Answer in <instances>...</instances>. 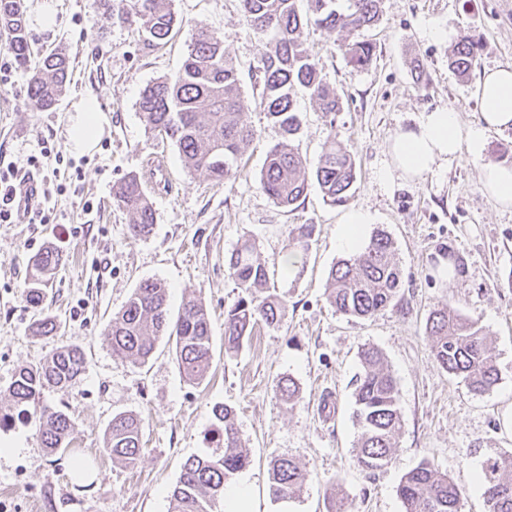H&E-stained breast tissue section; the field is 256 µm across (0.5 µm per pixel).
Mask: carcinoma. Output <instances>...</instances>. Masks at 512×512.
<instances>
[{
  "mask_svg": "<svg viewBox=\"0 0 512 512\" xmlns=\"http://www.w3.org/2000/svg\"><path fill=\"white\" fill-rule=\"evenodd\" d=\"M299 0H241L243 11L255 30L266 37L259 59L263 86L259 106L280 129L283 141L272 148L262 167L259 186L280 207L296 208L317 184L323 198L344 206L357 179L356 163L336 138L323 144L317 166L294 144L300 130L295 109L296 90L302 88L322 112L334 114L340 102L320 77L318 64L304 47V25H316L337 33L367 28L377 21L380 0H307L301 13ZM114 16L134 25L145 40L156 45L171 34L176 19L170 0H119ZM0 28L9 35L8 50L18 66L31 71L27 97L32 109L53 108L70 81L72 64L62 52L34 56L21 0H0ZM340 50L350 66L363 68L372 61L375 45L369 40L343 42ZM475 61V42L467 33L459 35L448 67L465 76ZM148 133L175 144L186 169L204 172L216 181L231 178L246 147L255 137L242 114L247 108L237 69L224 51V42L200 28L191 36L190 49L179 71L148 86L139 99ZM118 204L131 217L135 238H146L155 224V210L136 174L125 177L114 191ZM315 225L298 224L288 235V252L302 258L309 251ZM61 255L49 248L36 257L23 290L25 301L41 305L46 288L56 277ZM228 270L241 296L224 309V353L234 355L254 328L277 327L285 316L287 301L271 285L274 277L261 260L259 245L244 239L228 259ZM401 291V269L395 259L391 237L375 232L365 248L335 264L328 276L326 299L347 317L370 318L394 304ZM431 353L448 374L464 379L470 390L485 393L499 380L488 336L478 322L445 304L433 309L426 322ZM112 355L141 364L151 357L159 337L175 339L177 361L192 382L203 381L213 363L211 327L206 307L197 299L183 304L176 320L166 305V288L144 280L133 290L122 308L113 314L106 329ZM361 369L353 380V419L359 430L355 461L370 473L388 467L402 429L397 382L381 350L361 348ZM85 350L77 345L59 347L42 365L22 367L8 388L14 405L26 406L47 387H69L86 371ZM283 403L299 398V387L290 378L278 383ZM213 428L208 440L223 449L218 455L192 456L182 465L170 491L172 512H215L232 478L246 469L249 455L242 446L234 410L224 404L212 408ZM74 429L69 414L44 411L38 432L44 448L53 454L68 447ZM104 450L112 460L126 466L138 463L142 448L141 419L133 414L112 416L104 438ZM269 490L277 498H289L300 490L306 473L294 458H275L270 467ZM482 495L488 512H512V454L487 460L481 477ZM398 495L404 512H462L463 491L429 461H422L402 477Z\"/></svg>",
  "mask_w": 512,
  "mask_h": 512,
  "instance_id": "1",
  "label": "carcinoma"
}]
</instances>
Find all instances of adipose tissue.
<instances>
[{
  "label": "adipose tissue",
  "mask_w": 512,
  "mask_h": 512,
  "mask_svg": "<svg viewBox=\"0 0 512 512\" xmlns=\"http://www.w3.org/2000/svg\"><path fill=\"white\" fill-rule=\"evenodd\" d=\"M481 102V127L462 130L456 112L442 108L419 115L415 123L393 136L389 151L394 168L403 176L417 179L435 167L459 158L462 152L481 156L489 130L512 128V67L485 72L477 86ZM109 132V120L96 99L87 97L74 106L70 146L80 154L94 151Z\"/></svg>",
  "instance_id": "1"
}]
</instances>
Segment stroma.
I'll return each mask as SVG.
<instances>
[{
	"mask_svg": "<svg viewBox=\"0 0 512 512\" xmlns=\"http://www.w3.org/2000/svg\"><path fill=\"white\" fill-rule=\"evenodd\" d=\"M54 28L28 26L34 51L58 50L73 64L71 82L51 110L29 108L30 74L14 66L0 37V171L27 169L38 157L51 200L42 224L0 223V394L16 371L43 363L60 346H81L88 357L80 381L44 390L27 413L0 427V512H170V491L185 460L209 452L212 408L232 407L250 464L236 482L251 489V512H327L333 486H342L352 512H404L397 494L402 476L429 460L465 493V512H486L478 476L487 458L512 454V210L483 192L484 164H512L498 145L512 129L488 131L481 157L462 153L416 181L390 174L387 142L422 112L447 108L463 128L480 125L477 84L484 71L512 65V0H382L377 23L347 32V41L370 40L376 54L360 69L347 65L336 32L307 24L304 46L332 88L340 110L324 115L297 92V143L316 166L329 136L353 155L357 181L350 207L368 212L387 232L402 270L401 301L368 319L336 313L326 280L344 253L336 243L343 210L311 186L298 208L279 207L261 191L260 170L282 136L258 102L253 75L264 40L245 17L240 0H171L177 23L167 44L151 46L135 27L105 18L95 0H56ZM224 42L249 103L243 120L256 137L237 173L218 183L188 171L176 146L148 134L138 100L146 86L173 75L195 29ZM477 42L475 66L461 78L448 57L461 29ZM97 99L110 132L94 152L74 153L68 141L73 104ZM54 156L40 154L41 143ZM163 162L162 182L147 195L156 213L149 237L136 239L131 217L113 197L127 175H145L146 160ZM312 224L316 234L303 270L284 267L288 231ZM256 239L274 271L286 315L276 328L257 327L235 355L224 352V309L239 290L227 261L241 239ZM65 265L41 307L21 293L31 261L47 248ZM465 264L449 275V255ZM162 282L171 313L201 299L211 322L213 367L203 383L185 378L174 346L159 339L145 365L113 357L105 332L112 315L144 279ZM450 304L489 336L499 370L488 392H471L433 359L426 321ZM42 315L55 317L56 333L32 331ZM378 347L399 389L403 427L395 460L367 473L354 462L358 429L352 420V380L358 352ZM292 377L300 398L281 403L277 384ZM62 409L74 422L68 450L51 455L37 433L43 410ZM143 423V452L135 466L114 464L104 450L113 415ZM295 458L307 472L301 491L287 500L269 493L271 460Z\"/></svg>",
	"mask_w": 512,
	"mask_h": 512,
	"instance_id": "stroma-1",
	"label": "stroma"
}]
</instances>
